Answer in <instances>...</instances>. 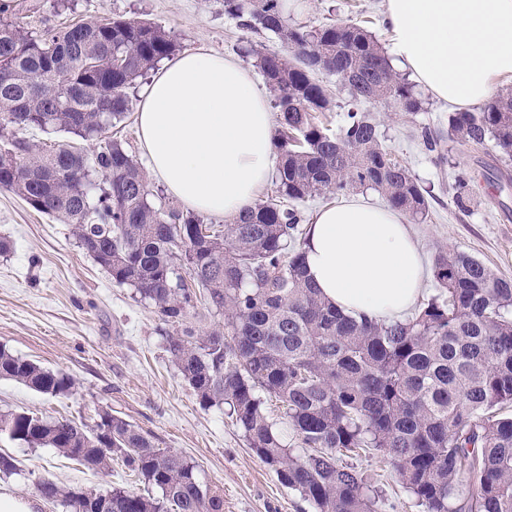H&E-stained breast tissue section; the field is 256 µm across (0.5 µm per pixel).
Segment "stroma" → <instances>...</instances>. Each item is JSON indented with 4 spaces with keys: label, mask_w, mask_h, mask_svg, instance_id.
Returning a JSON list of instances; mask_svg holds the SVG:
<instances>
[{
    "label": "stroma",
    "mask_w": 512,
    "mask_h": 512,
    "mask_svg": "<svg viewBox=\"0 0 512 512\" xmlns=\"http://www.w3.org/2000/svg\"><path fill=\"white\" fill-rule=\"evenodd\" d=\"M26 20L38 30L89 16L144 18L177 41L180 50L197 47L243 59L247 41L277 51L270 35L253 36L224 12V0H24ZM289 23L318 26L356 22L383 47L391 33L383 0H305L286 9ZM419 112L405 114L393 103L372 101L363 111L376 116L385 143L427 192L426 221L411 222L426 265L440 251L466 252L499 276L512 280V161L493 144L479 149L448 139L449 108L421 95ZM441 140L428 150L422 129ZM470 181V203L457 204L453 185ZM0 346L76 381L66 398H52L0 378V413L29 410L48 418L67 417L91 426L99 411L118 415L148 435L156 447L194 460L200 481L224 497V512H314L298 491L288 489L247 446L242 432L222 409L202 407L165 350L163 323L133 289L113 283L110 274L77 243L70 225L32 209L0 188ZM0 453L17 469L0 475L21 496H37L43 481L99 492L124 486L146 488L113 462L96 473L52 448H30L0 435ZM376 490L383 512H422L415 497L381 453L350 457Z\"/></svg>",
    "instance_id": "obj_1"
}]
</instances>
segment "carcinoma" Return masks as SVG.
<instances>
[{
  "label": "carcinoma",
  "mask_w": 512,
  "mask_h": 512,
  "mask_svg": "<svg viewBox=\"0 0 512 512\" xmlns=\"http://www.w3.org/2000/svg\"><path fill=\"white\" fill-rule=\"evenodd\" d=\"M247 32L288 45L245 54L275 96L277 196L206 224L156 206L150 179L124 142L102 137L130 110L127 89L177 45L144 19L89 18L50 31L25 26L17 0H0V187L71 225L79 245L118 285L134 289L172 328L165 348L199 403L222 407L249 448L315 512H381L364 475L343 456L382 453L423 512H512V281L463 251L438 254L440 294L405 321L341 314L306 276L297 208L358 187L380 192L414 220L428 217L425 190L391 158L367 101L420 110L412 86L376 38L356 23L290 24L281 0H224ZM319 73L347 91L345 123L317 117L333 101ZM57 130L101 140L88 155L71 142L49 149L14 130ZM461 146L494 140L512 159V88L477 112L448 113ZM206 299L223 324L193 321ZM67 398L75 383L0 348V378ZM277 401L302 450L288 446L266 405ZM92 427L34 413L0 414V433L54 448L88 470L122 460L159 495L110 490L111 512H224L191 459L157 448L104 410ZM66 512H93L96 490L39 484Z\"/></svg>",
  "instance_id": "cac0c4a2"
}]
</instances>
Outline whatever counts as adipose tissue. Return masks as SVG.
Masks as SVG:
<instances>
[{
  "instance_id": "adipose-tissue-1",
  "label": "adipose tissue",
  "mask_w": 512,
  "mask_h": 512,
  "mask_svg": "<svg viewBox=\"0 0 512 512\" xmlns=\"http://www.w3.org/2000/svg\"><path fill=\"white\" fill-rule=\"evenodd\" d=\"M392 63L455 110L490 102L512 78V0H384ZM141 147L151 172L186 209L234 217L275 171L268 93L235 59L198 48L141 88ZM307 276L343 314L390 320L417 302L426 265L405 217L347 194L314 213Z\"/></svg>"
}]
</instances>
